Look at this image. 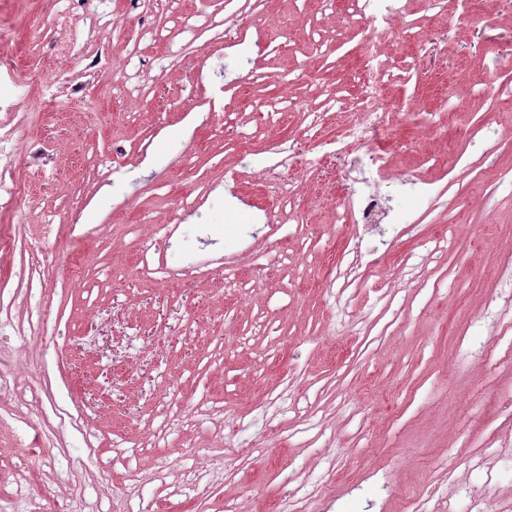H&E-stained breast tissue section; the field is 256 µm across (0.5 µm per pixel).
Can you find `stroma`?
<instances>
[{"label": "stroma", "instance_id": "35a3bbf8", "mask_svg": "<svg viewBox=\"0 0 512 512\" xmlns=\"http://www.w3.org/2000/svg\"><path fill=\"white\" fill-rule=\"evenodd\" d=\"M475 7L485 21L456 29L447 11L409 0L415 38L388 51L391 61L415 64L410 80L388 86L395 103L432 112L461 87L477 93L429 136L402 117L386 137L396 170L427 176L419 159L431 152L453 184L432 208L395 202L397 222L414 230L390 243L372 278L398 296L386 302L369 286L350 306L356 317L398 325L361 355L357 335L331 317L336 291L327 280L347 234L330 200L348 192L352 156L328 159L289 206L253 180L280 143L308 150L307 113L332 100L352 112L365 56L357 30L342 22L344 0H267L263 14L225 16L229 31L277 47L253 73L220 42L181 55L168 0H154L147 29L125 23V0H0V50L19 58V85L48 80L68 57L91 55L101 72L74 74L81 92L64 100L66 117L32 105L14 120L32 151L12 158L30 187L13 218L23 248L0 251V280L14 298L11 315H0V354L21 366L14 389L0 393V512H51L57 497L101 512H224L228 502L277 512L295 488L359 512L358 496L377 495L361 483L376 465L392 478L383 512H396L400 495L480 484L479 471L443 479L433 465L446 449L476 461L498 448V397L512 393V360L481 367L467 342L496 336L488 313L505 294L493 259L512 249V189L491 181L512 170V6ZM90 30L92 50L78 40L59 53L57 32ZM120 66L139 75L132 95L110 94L102 79ZM198 71L210 84L192 80ZM217 82L233 122L189 129ZM271 101L280 113L257 127ZM481 125L499 140L468 144ZM468 147L474 171L455 165ZM186 196L206 204L171 243L159 242L151 221ZM298 222L314 225L312 244L283 239ZM44 224H73L82 236L60 235L44 251ZM253 232L287 258L259 268L241 244ZM442 234L447 255L422 247L423 237ZM200 248L209 265L187 270L188 252ZM144 254L181 279L140 277ZM406 263L414 279L403 277ZM33 264L50 270L43 284L29 285ZM231 270L253 282L249 293L226 287ZM38 313L49 317L48 334L22 344ZM63 410L79 411L82 428L61 421ZM38 436L47 447L35 446ZM193 469L210 495L184 484Z\"/></svg>", "mask_w": 512, "mask_h": 512}]
</instances>
